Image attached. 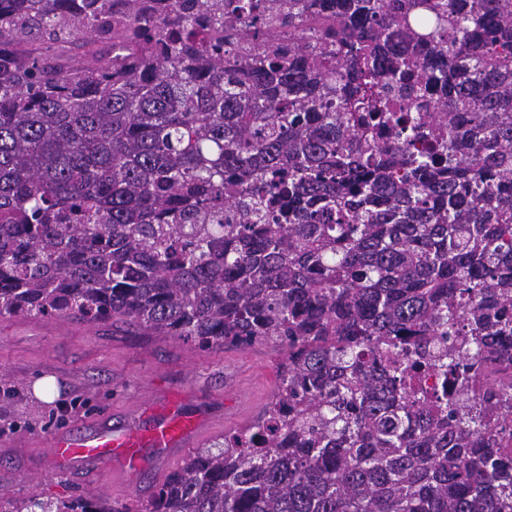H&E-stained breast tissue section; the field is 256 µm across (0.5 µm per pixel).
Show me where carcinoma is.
I'll use <instances>...</instances> for the list:
<instances>
[{"label":"carcinoma","mask_w":512,"mask_h":512,"mask_svg":"<svg viewBox=\"0 0 512 512\" xmlns=\"http://www.w3.org/2000/svg\"><path fill=\"white\" fill-rule=\"evenodd\" d=\"M20 313L287 355L136 507L0 512H512V0H0Z\"/></svg>","instance_id":"obj_1"}]
</instances>
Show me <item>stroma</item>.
Instances as JSON below:
<instances>
[{"label": "stroma", "instance_id": "stroma-1", "mask_svg": "<svg viewBox=\"0 0 512 512\" xmlns=\"http://www.w3.org/2000/svg\"><path fill=\"white\" fill-rule=\"evenodd\" d=\"M285 350L270 345L203 352L170 336L150 339L74 319L0 317V490L23 498L64 499L75 492L133 504L189 456L182 449L138 477L109 470L43 471L44 442L95 418L118 420L127 401L171 394L186 407L221 399L235 386L255 409L274 390ZM53 380L57 394L35 392Z\"/></svg>", "mask_w": 512, "mask_h": 512}]
</instances>
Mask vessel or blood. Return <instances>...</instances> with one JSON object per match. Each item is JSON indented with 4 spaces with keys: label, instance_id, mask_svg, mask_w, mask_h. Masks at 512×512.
I'll list each match as a JSON object with an SVG mask.
<instances>
[{
    "label": "vessel or blood",
    "instance_id": "1",
    "mask_svg": "<svg viewBox=\"0 0 512 512\" xmlns=\"http://www.w3.org/2000/svg\"><path fill=\"white\" fill-rule=\"evenodd\" d=\"M216 416L212 402L196 404L189 411L164 396L135 402L119 422L101 419L52 436L45 444L46 464L99 466L130 474L145 460L157 463L179 449L199 447Z\"/></svg>",
    "mask_w": 512,
    "mask_h": 512
}]
</instances>
